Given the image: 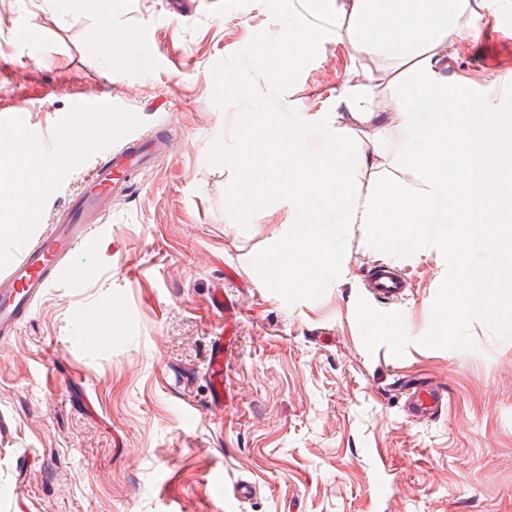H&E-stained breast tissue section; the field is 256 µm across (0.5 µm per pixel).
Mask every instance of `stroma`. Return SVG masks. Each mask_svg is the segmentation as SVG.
<instances>
[{"mask_svg": "<svg viewBox=\"0 0 512 512\" xmlns=\"http://www.w3.org/2000/svg\"><path fill=\"white\" fill-rule=\"evenodd\" d=\"M309 0H0V137L24 130L45 146L97 116L78 100L108 90L112 138L62 165L22 237L0 236L5 273L55 224L84 174L127 141L168 133L171 147L113 198L71 265L16 336L0 342V512H512V332L490 294L446 321L449 280L496 265H460L433 225L411 245L382 244L376 224H345L334 264L309 287L258 279L293 235L271 195L232 205L244 113L277 108L317 121L322 147L336 91L371 83L387 111L397 62L356 53L348 19L328 16L316 47L283 73L257 52L284 54ZM133 33L107 47L104 28ZM446 73L512 113V16L461 44ZM378 264L401 272L406 299H368ZM238 305L213 306L216 290ZM447 335H438L440 323ZM231 344L228 394L210 400L207 353ZM449 396L427 423L406 418L395 380ZM251 486L221 498L212 479Z\"/></svg>", "mask_w": 512, "mask_h": 512, "instance_id": "1", "label": "stroma"}]
</instances>
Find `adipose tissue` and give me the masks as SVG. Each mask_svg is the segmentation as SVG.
Returning <instances> with one entry per match:
<instances>
[{"mask_svg":"<svg viewBox=\"0 0 512 512\" xmlns=\"http://www.w3.org/2000/svg\"><path fill=\"white\" fill-rule=\"evenodd\" d=\"M347 28L353 49L366 56L412 59L411 75L393 110L408 133L397 165L415 173L418 183L401 187L379 179L355 198L356 167L375 168L385 154L386 118L368 103V87L342 86L336 105L350 124L326 125V146L312 152L301 135L308 118L300 112L267 110L242 128L241 147L225 165L239 173L235 204L261 208L277 194L293 213L296 233L275 259L260 270L266 279L313 284L324 264L336 257L343 224L386 220L390 242L411 243L431 224L447 225L443 245L464 258L495 244L512 224V114L499 111L495 98L468 94L440 62L465 36L477 34L485 17L512 15V0H350ZM371 136L373 151L363 154L359 136ZM85 140L63 134L52 155L35 142L14 135L0 138V234L27 232L22 203L53 192L57 169L87 148ZM512 277V248L482 275L484 290L464 274L448 285L451 316L464 320L482 304L485 289Z\"/></svg>","mask_w":512,"mask_h":512,"instance_id":"1","label":"adipose tissue"}]
</instances>
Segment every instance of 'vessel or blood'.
Instances as JSON below:
<instances>
[{"label": "vessel or blood", "mask_w": 512, "mask_h": 512, "mask_svg": "<svg viewBox=\"0 0 512 512\" xmlns=\"http://www.w3.org/2000/svg\"><path fill=\"white\" fill-rule=\"evenodd\" d=\"M86 109L102 113L97 127L77 130V137L98 140L112 135V126L106 114L110 100H89ZM164 137H157L151 147L131 142L119 155L92 168L82 179L79 194L69 202L58 224L36 245L25 250L11 271L0 278V342L17 334L22 322L32 312L53 281L66 279L76 283L81 273L66 268L63 259L79 242L86 238L91 224L97 223L106 205L113 197L124 194L128 174L141 166L150 151L166 149ZM366 291L377 301H398L406 295V282L400 272L386 265L376 267L366 282ZM211 400L222 403L226 392L225 375L227 353L222 343L211 346L208 354ZM405 414L416 421H427L444 412L449 404L443 389L412 386L400 393Z\"/></svg>", "instance_id": "1"}]
</instances>
